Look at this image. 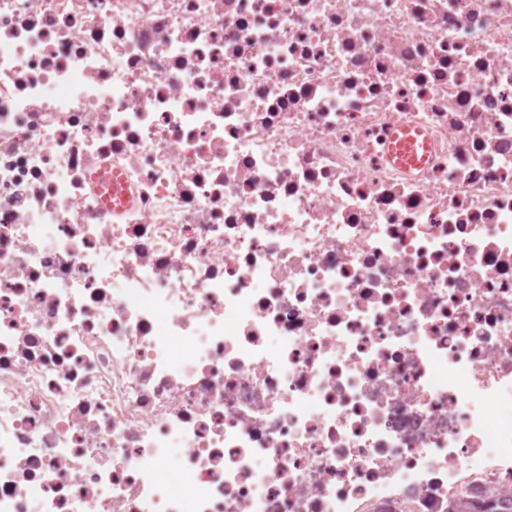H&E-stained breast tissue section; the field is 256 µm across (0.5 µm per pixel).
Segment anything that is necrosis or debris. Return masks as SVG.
<instances>
[{
  "label": "necrosis or debris",
  "instance_id": "4bbe7bcc",
  "mask_svg": "<svg viewBox=\"0 0 512 512\" xmlns=\"http://www.w3.org/2000/svg\"><path fill=\"white\" fill-rule=\"evenodd\" d=\"M511 390L512 0H0V512H512ZM402 136L398 133L393 135L392 141L395 142L391 146L390 156L391 159L396 158V163L403 167H415L420 165L425 160L423 152L420 154L419 149L423 150V144L418 143L419 133L416 136L410 133V130L399 129ZM181 453L182 450L178 446L170 448L168 463L172 471V479L169 484V490L175 494H184L191 490V485L181 470Z\"/></svg>",
  "mask_w": 512,
  "mask_h": 512
}]
</instances>
